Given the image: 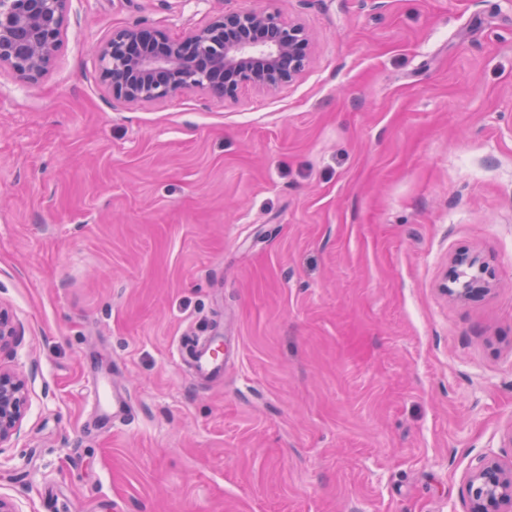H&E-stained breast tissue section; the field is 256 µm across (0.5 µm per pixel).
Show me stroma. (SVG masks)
<instances>
[{"mask_svg":"<svg viewBox=\"0 0 512 512\" xmlns=\"http://www.w3.org/2000/svg\"><path fill=\"white\" fill-rule=\"evenodd\" d=\"M221 9L303 24L305 73L112 99L113 30ZM465 250L496 287L453 302ZM0 305L20 512H469L512 462V0H70L38 82L0 67ZM217 328L201 382L176 346ZM25 400V381L0 367V446L16 430ZM92 389L98 410L107 415L112 408V419L121 420L128 413L129 401L106 375L96 377L92 382ZM470 512L512 511V463L506 467L496 457L485 458L466 485Z\"/></svg>","mask_w":512,"mask_h":512,"instance_id":"35a3bbf8","label":"stroma"}]
</instances>
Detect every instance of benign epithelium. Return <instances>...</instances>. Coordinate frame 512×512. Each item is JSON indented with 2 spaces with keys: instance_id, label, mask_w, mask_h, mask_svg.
I'll return each instance as SVG.
<instances>
[{
  "instance_id": "1",
  "label": "benign epithelium",
  "mask_w": 512,
  "mask_h": 512,
  "mask_svg": "<svg viewBox=\"0 0 512 512\" xmlns=\"http://www.w3.org/2000/svg\"><path fill=\"white\" fill-rule=\"evenodd\" d=\"M70 0H0V66L35 82L54 61ZM311 39L299 23L268 11L220 12L203 27L171 40L148 26L123 27L97 50L100 75L112 98L127 105L206 90L224 99L243 85L273 92L298 79L309 64ZM494 272L477 252L448 260L438 289L457 301L489 293ZM19 335L0 307V349ZM26 400L25 381L0 369V444L16 430ZM470 512H512V464L484 459L466 485Z\"/></svg>"
}]
</instances>
